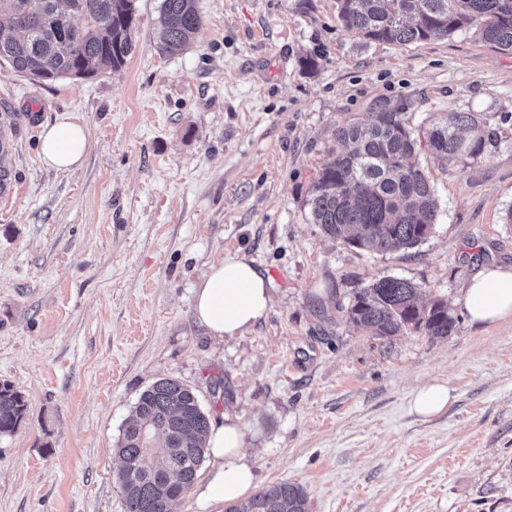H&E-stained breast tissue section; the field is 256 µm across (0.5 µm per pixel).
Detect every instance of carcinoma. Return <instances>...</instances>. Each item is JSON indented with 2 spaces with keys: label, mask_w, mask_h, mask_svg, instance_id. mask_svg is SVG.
Listing matches in <instances>:
<instances>
[{
  "label": "carcinoma",
  "mask_w": 512,
  "mask_h": 512,
  "mask_svg": "<svg viewBox=\"0 0 512 512\" xmlns=\"http://www.w3.org/2000/svg\"><path fill=\"white\" fill-rule=\"evenodd\" d=\"M135 11V0H0V60L40 82L117 71L133 49ZM339 18L367 41L398 44L447 37L476 24L485 43L512 53V0H339ZM159 23L162 50L183 52L200 26L196 0H162ZM335 136L343 149L309 188L315 223L371 253L424 242L438 201L425 172L410 162L418 140L404 107L376 101L367 121L344 123ZM489 141L470 112H454L426 133L442 163L475 159ZM418 294L405 279L382 277L355 291L348 317L380 338L409 330L449 335L455 318L447 303L421 305ZM26 408L19 391L0 385V435L17 428ZM210 426L196 393L177 380L161 379L139 395L115 445L126 512H171L197 478ZM225 512H309V506L302 486L280 482Z\"/></svg>",
  "instance_id": "cac0c4a2"
}]
</instances>
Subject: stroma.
Returning <instances> with one entry per match:
<instances>
[{
	"instance_id": "stroma-1",
	"label": "stroma",
	"mask_w": 512,
	"mask_h": 512,
	"mask_svg": "<svg viewBox=\"0 0 512 512\" xmlns=\"http://www.w3.org/2000/svg\"><path fill=\"white\" fill-rule=\"evenodd\" d=\"M202 25L164 54L161 0H136L122 69L40 83L0 64V383L27 409L0 436V512H125L115 443L139 394L172 378L246 428L254 491L300 484L309 512H512V322L455 304L481 265L512 263V54L471 28L365 41L337 0H196ZM403 102L415 136L469 112L476 159L412 161L439 200L418 246L371 253L314 224L308 189L338 125ZM88 130L82 169L43 165L45 125ZM271 280L266 315L205 336L193 289L224 256ZM393 276L444 300V338L357 330L354 292ZM443 381L424 417L416 388ZM449 399L448 387L443 383L435 381L422 386L416 392L413 406L417 413L429 416L445 409Z\"/></svg>"
}]
</instances>
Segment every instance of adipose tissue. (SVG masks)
Instances as JSON below:
<instances>
[{
  "instance_id": "adipose-tissue-1",
  "label": "adipose tissue",
  "mask_w": 512,
  "mask_h": 512,
  "mask_svg": "<svg viewBox=\"0 0 512 512\" xmlns=\"http://www.w3.org/2000/svg\"><path fill=\"white\" fill-rule=\"evenodd\" d=\"M89 146L85 125L61 121L45 126L40 137L43 164L57 171L80 168ZM272 301L269 280L244 259L227 256L213 263L194 289L193 313L208 336L225 341L242 335L261 319ZM476 324L512 320V264L479 269L456 299ZM246 429L234 420L212 424L206 442L212 468L195 485L201 512L217 503H236L248 497L253 472L244 458Z\"/></svg>"
}]
</instances>
